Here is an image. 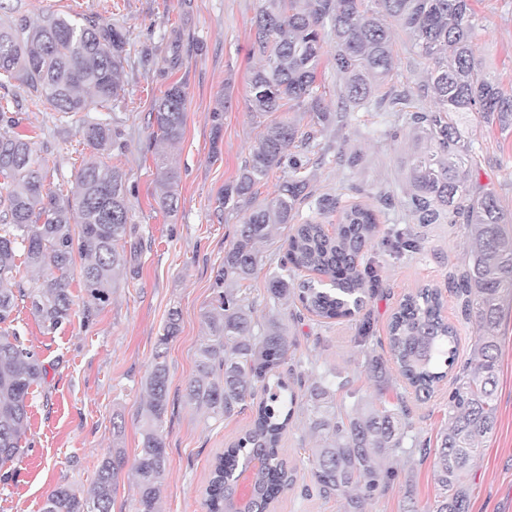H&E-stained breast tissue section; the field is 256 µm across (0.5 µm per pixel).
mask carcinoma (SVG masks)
Returning a JSON list of instances; mask_svg holds the SVG:
<instances>
[{
    "instance_id": "carcinoma-1",
    "label": "carcinoma",
    "mask_w": 512,
    "mask_h": 512,
    "mask_svg": "<svg viewBox=\"0 0 512 512\" xmlns=\"http://www.w3.org/2000/svg\"><path fill=\"white\" fill-rule=\"evenodd\" d=\"M395 24L406 34L415 63L424 66L425 77L414 91H381L399 68L391 34ZM252 27L254 51L262 64L249 77L251 111L262 115L298 108L324 129L345 125L348 109L372 100L393 112L409 113L416 141L405 161L409 217L414 224H463L464 267L449 285L479 336L448 399V428L440 435L433 461L440 490L433 512H468L470 463L480 438L496 424V328L503 300L512 297V212L492 193L472 191L473 141L459 129L462 117L470 114L502 131L512 130V96L476 54L478 19L471 0H265ZM327 27L335 38L333 66L342 80V111L337 113L323 105L316 85ZM125 45L120 31L87 16L51 12L36 24L21 18L0 27V86L18 81L54 111L83 114L80 134L91 149L70 192L44 189L48 160L36 159L31 137L16 132L19 102L0 97L1 466L20 460L29 391L48 375L16 329L6 327L13 322L18 298H28L44 332L54 333L71 321L75 257L83 259L79 275L89 300L103 303L142 248L128 242L134 226L129 224L126 174L102 160L121 136L108 110L125 93L120 80ZM428 97L434 107L418 105ZM98 108L102 112L89 115ZM211 121L216 151L224 103L212 111ZM149 123L154 128L156 203L171 210L181 175L168 148L184 135L183 85L165 90ZM314 140L313 133L301 132L292 121L266 125L234 183L216 199L218 207L230 204L244 216L214 276L213 296L203 313L208 337L198 348L185 399L206 408L217 421L243 410L257 392L263 397L251 427L211 464L205 488L208 512H226V486L255 458L266 460L256 493L268 505L292 482L279 458V443L299 395L278 369L294 354L295 343L274 313L258 326L255 304L240 293V285L259 268L261 245L277 227L291 225L285 261L270 277L269 292L277 302H298L326 320L365 310L379 274L363 257L377 241L398 253L419 247L409 228L380 235L373 209L362 203L343 209L332 233L315 219L295 223L301 205L312 197L303 170ZM278 169L287 176L257 200V186ZM20 253L28 267L40 272L36 286L27 292L16 289ZM299 270L314 276L299 281ZM442 306L439 289L420 288L404 295L389 327L390 361L421 401L432 397L457 359V331L444 320ZM179 321L178 310L171 311L145 380L141 448L128 473L137 489L136 512H159L167 469L162 424L169 403L163 346L179 332ZM345 385L336 374L322 376L307 387L308 400H323L333 388ZM409 428V411L401 398L377 409L360 397L344 419L328 410L313 419L317 447L309 449L308 462L318 493L344 499L345 512H364L365 504L393 481L389 459L403 449ZM123 465L120 455L104 461L85 498L66 485L55 487L43 512H112Z\"/></svg>"
}]
</instances>
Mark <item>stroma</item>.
<instances>
[{
	"label": "stroma",
	"instance_id": "1",
	"mask_svg": "<svg viewBox=\"0 0 512 512\" xmlns=\"http://www.w3.org/2000/svg\"><path fill=\"white\" fill-rule=\"evenodd\" d=\"M263 0H0V23L19 18L36 21L58 12L96 17L124 34L127 56L122 71L125 95L115 110L121 137L107 162L126 173L134 241L142 251L124 271L107 303L91 317L76 313L71 323L43 334L20 301L13 316L27 346L48 369L44 384L29 396L28 423L21 437L24 454L0 478V512H42L48 493L66 485L85 494L102 462L115 452L133 461L141 441L144 383L171 310L180 313V331L168 345L169 406L164 418L168 469L161 488V512H206L204 489L211 463L254 418V405L217 421L206 409L186 404L185 387L195 372L197 349L206 336L203 312L212 296L216 269L232 238L241 210L217 209L216 197L231 184L249 156L252 142L266 119L248 107V78L257 65L252 20ZM480 30L478 55L512 95V0H473ZM177 65H169L170 55ZM182 83L186 91V126L171 157L181 172L176 209L168 213L154 200L156 169L149 148V114L167 87ZM9 93L22 104L20 133L32 136L35 157L55 159L47 177L50 186L72 187L82 157L76 123L59 120L49 105H34L28 90L12 85ZM224 104L220 143H213L210 113ZM473 130L479 183L512 210V132L489 128L467 118ZM398 129L397 140L388 133ZM308 173L314 195L336 194L342 203L374 207L381 228L404 227L409 218L398 206L386 207L379 197L405 195L403 160L413 141L396 113L366 105L350 110L345 127L316 134ZM355 153L357 167L336 161L338 153ZM418 252L388 255L376 247L370 258L380 264L381 283L366 309L375 340L357 341L359 317L324 320L310 313L292 318L281 307L283 324L302 356L305 383L336 372L345 389L336 391L337 413L352 410L355 396H372L375 405L404 397L410 410L411 434L436 440L448 425L452 380H444L428 401L415 398L401 379L377 388L369 370L371 357L381 355L380 340L404 294L433 285L441 289L443 315L458 332V358L466 360L478 330L461 314L460 301L448 288V276L465 259V235L459 224L416 226ZM288 229H280L262 248L263 263L242 291L268 312L267 282L284 254ZM500 348L497 371L496 425L480 444L468 473L470 512H512V302L503 304L497 329ZM313 415L303 403L281 442L282 456L294 471V483L275 502V512H343L341 500L324 498L313 488L307 462L315 440L308 431ZM432 456L410 448L393 457L395 478L369 503L367 512H433L438 496Z\"/></svg>",
	"mask_w": 512,
	"mask_h": 512
}]
</instances>
